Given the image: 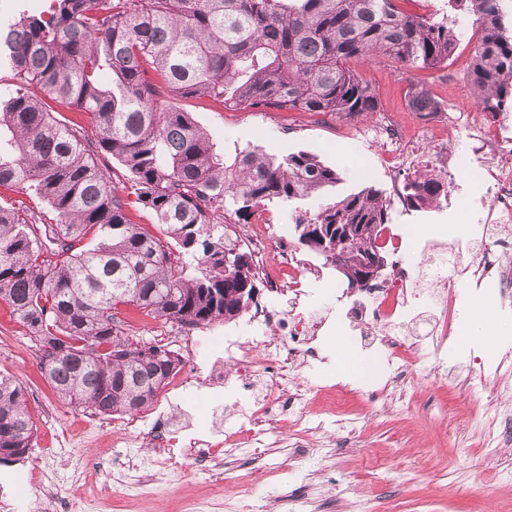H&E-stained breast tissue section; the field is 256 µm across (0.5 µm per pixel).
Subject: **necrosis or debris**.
<instances>
[{"instance_id":"necrosis-or-debris-1","label":"necrosis or debris","mask_w":512,"mask_h":512,"mask_svg":"<svg viewBox=\"0 0 512 512\" xmlns=\"http://www.w3.org/2000/svg\"><path fill=\"white\" fill-rule=\"evenodd\" d=\"M436 121L443 132L465 125L468 131L467 145L470 158L477 163L480 179L488 197L481 210L483 224L496 228L497 236L477 248L464 270L469 272L475 284L490 282L496 285L502 301L512 300V264L500 259L501 253L512 250V114L508 112L488 116L475 112L461 117L453 112H439ZM374 133L381 141L383 155L391 166L416 167L423 154L419 140H411L396 126L384 119H376ZM273 217L258 214L250 234H241L238 225L224 228L226 236L246 247L257 258L256 272L273 268L277 278L275 286L291 290L295 297L306 294L305 283L298 278H286L288 270L297 267V260L287 247L271 249L269 237ZM459 268L455 258L430 257L426 270L431 279L440 284L441 294L434 301V311L429 323V335L434 336L437 346H444L455 332L456 315L461 302ZM410 283L406 276H399L391 284L367 289L372 300L370 323L383 326L385 332L379 341L382 359L392 368L393 379H401L411 363V350L400 337L405 327L416 319V307L409 297ZM247 337L228 336L224 339V353L235 359L239 375L249 376L257 366L250 356L253 348L270 345L273 337L283 336L288 342L286 357L295 360L299 355L317 356L315 341L325 332L328 324L312 321L303 312L286 310L269 303L256 305L250 315ZM287 389L286 376L281 365H272L263 379L261 393L251 402L250 421L253 425L243 441L245 449L258 447L256 426L262 425Z\"/></svg>"}]
</instances>
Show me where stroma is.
I'll use <instances>...</instances> for the list:
<instances>
[{"instance_id": "35a3bbf8", "label": "stroma", "mask_w": 512, "mask_h": 512, "mask_svg": "<svg viewBox=\"0 0 512 512\" xmlns=\"http://www.w3.org/2000/svg\"><path fill=\"white\" fill-rule=\"evenodd\" d=\"M472 50L471 42L461 41L437 71L407 70L387 60L355 68L374 86L380 111L424 138L429 122L409 107L410 86H427L446 110L476 111L466 80ZM162 105L191 113L220 149L250 144L279 157L299 150L317 155L339 173V198L366 187L388 193L394 177L369 117L234 111L198 97H166ZM444 181L456 189L452 207L392 214L391 226L412 250L386 253L387 275L416 274L422 242L482 238L471 202L484 187L465 166ZM321 204L313 195L266 207L284 223L286 242L301 260L298 273L311 286L304 310L334 324L317 340L318 358L288 371V391L303 411L304 428L290 426L287 412L274 409L265 425L267 443L256 464L246 467L230 444L246 424L244 404L213 412L202 385L208 365L183 349L181 391L163 388L146 411L100 415L72 407L46 382L26 328L0 309V372L26 387L35 424L27 456L0 464V512H57L48 490L66 485L83 487L86 512H237L245 503L255 512H285L284 501L294 496L300 512H512V438L504 433L512 423V305L499 303L493 286L467 288L463 316L486 300L498 328L495 341L475 336L440 349L431 337L409 336L410 373L399 387L386 388L390 371L376 361L377 339L356 314L366 294L348 288L333 266L298 244L296 215L316 214ZM119 312L142 345L166 347L171 337L182 336L217 348L223 334L244 323L239 317L185 327L130 306ZM345 350L370 363V371L357 376L344 369L339 356ZM323 382L335 386L331 398L316 393ZM380 388L386 396L372 400ZM181 413L188 414L190 428L179 437L174 462L159 463L153 435ZM197 440L209 445L211 468L196 466L191 444Z\"/></svg>"}]
</instances>
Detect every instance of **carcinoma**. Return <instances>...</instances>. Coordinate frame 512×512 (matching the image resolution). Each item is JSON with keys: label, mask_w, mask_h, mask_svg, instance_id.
<instances>
[{"label": "carcinoma", "mask_w": 512, "mask_h": 512, "mask_svg": "<svg viewBox=\"0 0 512 512\" xmlns=\"http://www.w3.org/2000/svg\"><path fill=\"white\" fill-rule=\"evenodd\" d=\"M440 20L397 0H31L0 25V66L15 88L0 95V187L31 191L55 215L43 222L0 205V304L27 328L57 396L95 413L151 406L179 365L172 351L129 340L117 307L154 319L208 326L253 302L252 264L227 271L224 255L247 253L224 237L225 215L247 221L268 203L327 192L336 170L299 151L276 157L247 146L216 149L191 113L159 110L165 95L208 97L233 110L310 112L354 118L378 108L357 60L391 59L441 69L467 35L477 36L466 74L483 112L512 104V32L501 0H448ZM37 86L85 112L99 129L63 123L29 94ZM415 112L441 103L409 91ZM109 155L161 236L130 221L127 203L98 166ZM448 198L444 183L407 181L414 208ZM390 221L382 194L364 188L324 204L302 224H362L325 261L363 278V259ZM195 262L176 270L170 247ZM35 428L25 389L0 373V462L19 461Z\"/></svg>", "instance_id": "1"}]
</instances>
